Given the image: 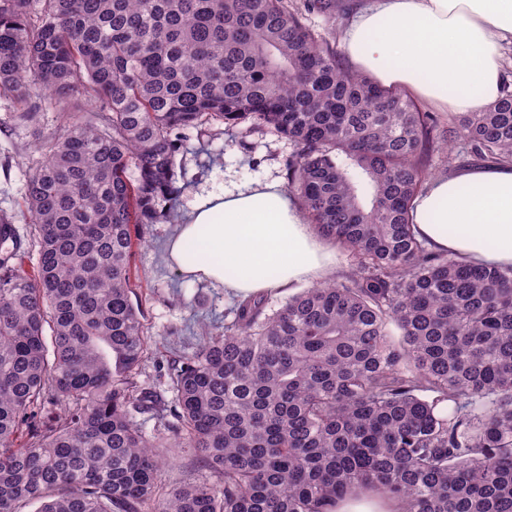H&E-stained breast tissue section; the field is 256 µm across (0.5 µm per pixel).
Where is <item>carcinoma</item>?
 Masks as SVG:
<instances>
[{
	"instance_id": "1",
	"label": "carcinoma",
	"mask_w": 512,
	"mask_h": 512,
	"mask_svg": "<svg viewBox=\"0 0 512 512\" xmlns=\"http://www.w3.org/2000/svg\"><path fill=\"white\" fill-rule=\"evenodd\" d=\"M336 0H0V96L66 117L34 132L18 215L0 210V512H512V267L426 248L410 223L454 138L346 69L307 23ZM464 153L512 163V90L457 115ZM251 119L355 270L234 304L168 357L131 300L145 226L170 215L181 131ZM372 190L359 198L356 171ZM136 178H130V172ZM164 421V430L146 427ZM210 480L169 486L160 449Z\"/></svg>"
}]
</instances>
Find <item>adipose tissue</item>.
Wrapping results in <instances>:
<instances>
[{
  "instance_id": "1",
  "label": "adipose tissue",
  "mask_w": 512,
  "mask_h": 512,
  "mask_svg": "<svg viewBox=\"0 0 512 512\" xmlns=\"http://www.w3.org/2000/svg\"><path fill=\"white\" fill-rule=\"evenodd\" d=\"M512 0H361L339 47L358 70L435 109L479 112L501 92ZM418 240L477 266H512V164L431 179L411 211ZM177 270L233 295L323 280L336 251L278 180L202 197L170 240Z\"/></svg>"
}]
</instances>
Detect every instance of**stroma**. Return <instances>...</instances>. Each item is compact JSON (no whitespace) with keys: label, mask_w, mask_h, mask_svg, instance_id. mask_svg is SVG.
Returning a JSON list of instances; mask_svg holds the SVG:
<instances>
[{"label":"stroma","mask_w":512,"mask_h":512,"mask_svg":"<svg viewBox=\"0 0 512 512\" xmlns=\"http://www.w3.org/2000/svg\"><path fill=\"white\" fill-rule=\"evenodd\" d=\"M16 110L13 101L0 98V210L20 213L25 171L40 158L27 147L32 130L51 131L61 119L58 112L44 109L29 127L15 119ZM183 136L184 148L176 157L183 190L175 217L149 225L145 244L135 248L131 260L132 299L141 308L145 331L168 350L195 344L204 329L223 327L235 303L223 287L190 281L169 263L166 244L180 219L207 194L258 180H286L285 163L294 151L288 139L269 127L247 132L217 123L203 132L184 130Z\"/></svg>","instance_id":"1"}]
</instances>
